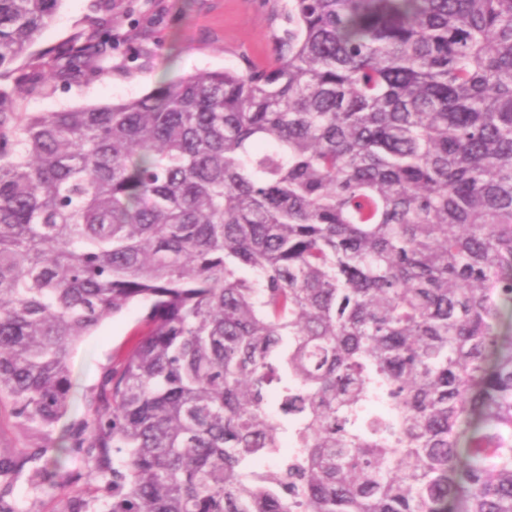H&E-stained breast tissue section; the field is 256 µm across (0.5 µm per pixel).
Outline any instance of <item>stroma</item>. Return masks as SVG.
Returning a JSON list of instances; mask_svg holds the SVG:
<instances>
[{"instance_id": "35a3bbf8", "label": "stroma", "mask_w": 512, "mask_h": 512, "mask_svg": "<svg viewBox=\"0 0 512 512\" xmlns=\"http://www.w3.org/2000/svg\"><path fill=\"white\" fill-rule=\"evenodd\" d=\"M92 0H63L50 25L30 50V63L43 60L45 49L59 46L86 29ZM116 11L112 30L121 41L112 67L90 81L59 82L48 95L25 96L29 112H55L82 105L117 102L148 93L162 78L204 70L244 68L247 61L274 59L287 23L276 0H130ZM145 314L134 305L107 318L73 348V388L65 416L45 430L19 431L9 413L0 414V451L54 448L85 418L86 398L98 390L113 357L126 350ZM11 500L18 512H64L63 492L46 493L28 473L13 481Z\"/></svg>"}]
</instances>
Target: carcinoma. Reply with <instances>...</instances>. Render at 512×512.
<instances>
[{"label":"carcinoma","instance_id":"1","mask_svg":"<svg viewBox=\"0 0 512 512\" xmlns=\"http://www.w3.org/2000/svg\"><path fill=\"white\" fill-rule=\"evenodd\" d=\"M62 0H0V408L66 412L100 512H512V0H287L270 62L119 103L112 12L4 80ZM32 456L0 455L9 476ZM145 315V308L132 305L129 309L113 318H107L91 336L83 337L73 348L71 354V371L73 388L71 391L67 413L54 426L29 433L20 432L15 419L10 416L9 408H2L0 416V451L25 452L34 448H49L48 452L29 465L17 475L13 481L10 496L15 507L21 512H63L66 508V497L73 492L79 493L84 499L100 507L94 502L101 497V484L95 481L80 480L71 485L69 495L57 490L52 494L37 489L29 477V469L33 465H42L46 459L54 455L55 448L62 436L75 430L86 417V397L97 391L105 371L112 366V357L129 346L132 333Z\"/></svg>","mask_w":512,"mask_h":512}]
</instances>
